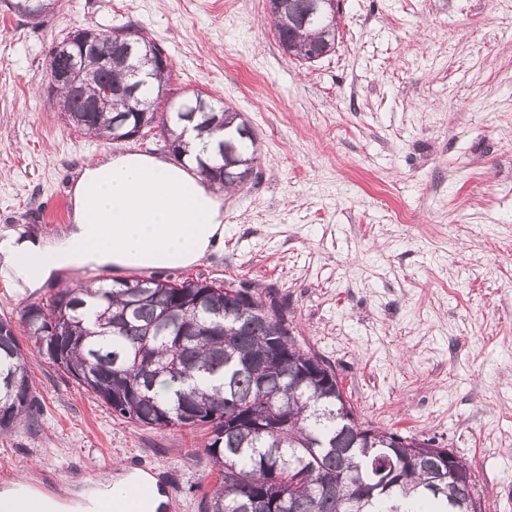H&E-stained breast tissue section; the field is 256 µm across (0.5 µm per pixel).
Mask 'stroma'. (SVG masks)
Segmentation results:
<instances>
[{
    "instance_id": "obj_1",
    "label": "stroma",
    "mask_w": 512,
    "mask_h": 512,
    "mask_svg": "<svg viewBox=\"0 0 512 512\" xmlns=\"http://www.w3.org/2000/svg\"><path fill=\"white\" fill-rule=\"evenodd\" d=\"M266 17V0H60L33 21L0 0V234L63 231L72 178L105 154L171 159L156 129L109 143L67 126L45 87L72 28H144L170 88L240 112L259 155L224 199L223 251L160 278L273 290L358 421L436 438L471 464L486 512H512V0H341L336 48L311 64ZM53 287L0 278V314ZM18 339L39 425L0 437V491L25 480L67 506L138 455L178 485L180 512H203L206 428L117 418Z\"/></svg>"
}]
</instances>
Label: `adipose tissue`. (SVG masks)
<instances>
[{"mask_svg":"<svg viewBox=\"0 0 512 512\" xmlns=\"http://www.w3.org/2000/svg\"><path fill=\"white\" fill-rule=\"evenodd\" d=\"M224 191L182 167L137 152L84 166L59 235L0 237V276L35 292L68 270L165 269L224 245Z\"/></svg>","mask_w":512,"mask_h":512,"instance_id":"obj_1","label":"adipose tissue"}]
</instances>
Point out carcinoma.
<instances>
[{"instance_id": "carcinoma-1", "label": "carcinoma", "mask_w": 512, "mask_h": 512, "mask_svg": "<svg viewBox=\"0 0 512 512\" xmlns=\"http://www.w3.org/2000/svg\"><path fill=\"white\" fill-rule=\"evenodd\" d=\"M57 0H12L18 14L36 19ZM310 0H288V19L270 17L279 42L307 61L309 48L336 42L337 32L305 19ZM135 32L139 64L153 70L160 45L132 24L91 29L88 48L78 47L72 92L54 91L67 125L105 141L127 138L131 129L160 128L187 156L183 134L172 118L193 121L199 137L230 127L218 141L207 168L230 171L214 179L233 189L254 174L252 131L239 113L195 94L175 95L168 71L154 70L155 84L139 89L134 108L118 106L117 93L129 82L115 59L122 32ZM101 301L94 323L84 314L85 297ZM255 308L242 317L244 305ZM26 329L38 353L112 409V414L155 429L207 425L205 450L218 478L203 495L204 512H460L448 493L431 488L442 466L429 447L395 446L396 432L368 428L354 416L336 372L317 353L299 344L288 324L287 307L241 281L137 278L97 289L60 288L45 303H30L19 318L0 317V435L37 418L27 357L15 333ZM263 361L270 379L261 384L250 364ZM218 377L203 388L195 381ZM168 393L162 394L159 387Z\"/></svg>"}]
</instances>
